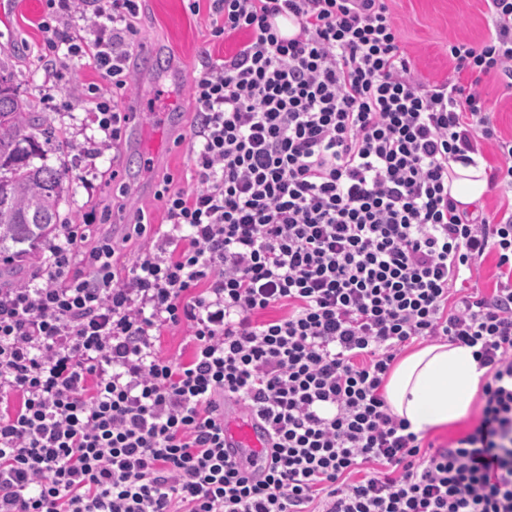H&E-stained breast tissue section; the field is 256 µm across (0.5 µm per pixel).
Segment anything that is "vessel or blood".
<instances>
[{"mask_svg": "<svg viewBox=\"0 0 512 512\" xmlns=\"http://www.w3.org/2000/svg\"><path fill=\"white\" fill-rule=\"evenodd\" d=\"M266 426L241 403L224 404V448L236 462L242 463L254 477H262L271 453Z\"/></svg>", "mask_w": 512, "mask_h": 512, "instance_id": "1", "label": "vessel or blood"}]
</instances>
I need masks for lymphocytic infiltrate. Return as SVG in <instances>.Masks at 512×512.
Here are the masks:
<instances>
[{
  "label": "lymphocytic infiltrate",
  "instance_id": "obj_1",
  "mask_svg": "<svg viewBox=\"0 0 512 512\" xmlns=\"http://www.w3.org/2000/svg\"><path fill=\"white\" fill-rule=\"evenodd\" d=\"M45 2L48 69L84 59L127 88L139 0ZM486 3L493 33L449 45L453 77L429 83L387 0H188L243 38L190 87L195 189L162 178L167 227L138 210L130 268L111 237L88 243L91 213L0 287V512H512V210L448 194L449 162L487 143L490 186L512 190L481 87L512 90V0ZM78 15L91 39L70 35ZM89 117L121 142L111 99ZM490 258L491 291L457 287ZM182 325L189 359L161 356ZM419 340L485 370L477 423L443 445L384 399ZM228 398L270 431L264 479L224 452Z\"/></svg>",
  "mask_w": 512,
  "mask_h": 512
}]
</instances>
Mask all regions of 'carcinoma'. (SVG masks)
<instances>
[{
  "mask_svg": "<svg viewBox=\"0 0 512 512\" xmlns=\"http://www.w3.org/2000/svg\"><path fill=\"white\" fill-rule=\"evenodd\" d=\"M43 141H38V137ZM59 147L54 131L30 111L14 87L11 73L0 62V254L15 258L56 235L57 205L67 173L36 159L46 147Z\"/></svg>",
  "mask_w": 512,
  "mask_h": 512,
  "instance_id": "carcinoma-1",
  "label": "carcinoma"
}]
</instances>
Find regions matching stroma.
Here are the masks:
<instances>
[{
	"instance_id": "obj_1",
	"label": "stroma",
	"mask_w": 512,
	"mask_h": 512,
	"mask_svg": "<svg viewBox=\"0 0 512 512\" xmlns=\"http://www.w3.org/2000/svg\"><path fill=\"white\" fill-rule=\"evenodd\" d=\"M388 5L400 27L401 50L430 82L443 81L451 73L448 44H477L493 29L484 0H389ZM43 8V0H15L14 6L0 10V61L13 73L19 96L67 141L64 151L46 155L48 165L69 169L68 188L58 206L61 223H79L91 209L131 218L144 208L162 218L154 198L162 176L171 175L178 188L190 190L194 184L187 177L188 146L167 157L157 155L164 134L154 115L176 112L180 136L190 137L195 110L190 85L201 70L202 57L207 52L216 57L230 53L232 43L213 40L207 12L191 14L183 0H143L131 82L118 97L134 133L118 148L102 151L88 120L89 88L104 89L108 83L83 66L59 74L46 70L44 35L38 27Z\"/></svg>"
}]
</instances>
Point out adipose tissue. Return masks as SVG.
<instances>
[{
	"label": "adipose tissue",
	"mask_w": 512,
	"mask_h": 512,
	"mask_svg": "<svg viewBox=\"0 0 512 512\" xmlns=\"http://www.w3.org/2000/svg\"><path fill=\"white\" fill-rule=\"evenodd\" d=\"M448 188L464 205L481 203L488 190L484 164L450 165ZM483 374L471 348L433 343L415 350L393 367L385 397L394 414L407 419L413 432H426L465 418Z\"/></svg>",
	"instance_id": "ef3b65f1"
}]
</instances>
